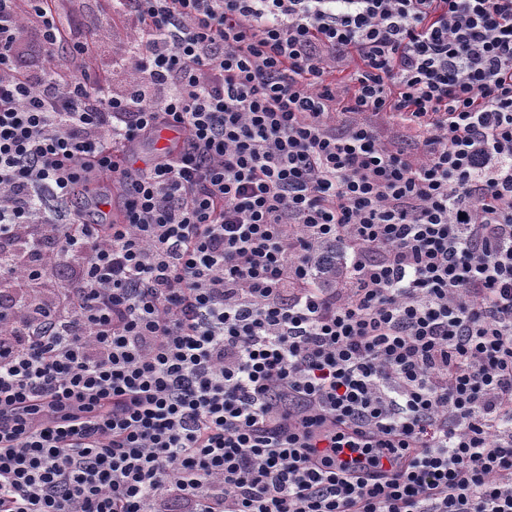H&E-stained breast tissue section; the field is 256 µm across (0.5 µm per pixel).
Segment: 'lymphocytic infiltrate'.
I'll return each mask as SVG.
<instances>
[{
  "label": "lymphocytic infiltrate",
  "mask_w": 512,
  "mask_h": 512,
  "mask_svg": "<svg viewBox=\"0 0 512 512\" xmlns=\"http://www.w3.org/2000/svg\"><path fill=\"white\" fill-rule=\"evenodd\" d=\"M117 4L0 0V512H512V0ZM64 4L62 14L74 29H82L97 39V53L88 62L91 70L106 71L111 76L112 93L121 94L128 81V73L112 68V59L128 48L133 28L132 22L118 13H113L108 0H78Z\"/></svg>",
  "instance_id": "lymphocytic-infiltrate-1"
}]
</instances>
